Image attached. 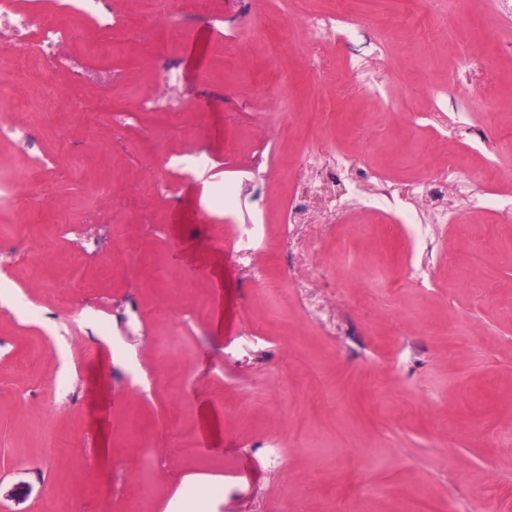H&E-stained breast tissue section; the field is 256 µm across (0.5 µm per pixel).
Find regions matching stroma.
<instances>
[{
    "instance_id": "stroma-1",
    "label": "stroma",
    "mask_w": 512,
    "mask_h": 512,
    "mask_svg": "<svg viewBox=\"0 0 512 512\" xmlns=\"http://www.w3.org/2000/svg\"><path fill=\"white\" fill-rule=\"evenodd\" d=\"M112 10L59 76L106 97L52 112L37 57L0 71L29 134L0 170L66 204L0 211V512L194 480L217 512H455L491 480L512 512V0H169L161 53L142 0ZM165 62L177 111H137Z\"/></svg>"
}]
</instances>
